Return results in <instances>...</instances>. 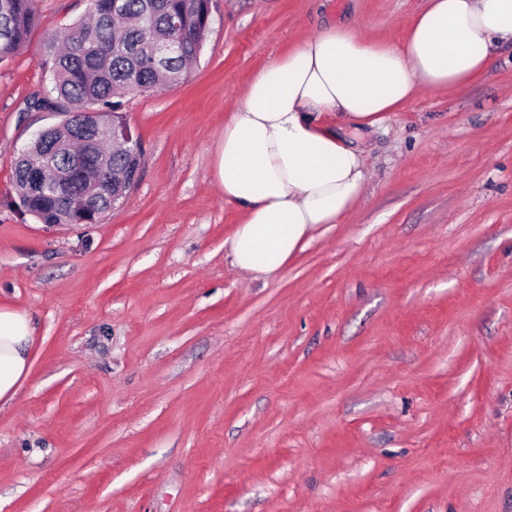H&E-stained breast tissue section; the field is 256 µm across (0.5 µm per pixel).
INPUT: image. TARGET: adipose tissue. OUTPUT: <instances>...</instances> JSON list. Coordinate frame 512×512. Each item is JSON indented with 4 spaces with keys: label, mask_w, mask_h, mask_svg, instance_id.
Wrapping results in <instances>:
<instances>
[{
    "label": "adipose tissue",
    "mask_w": 512,
    "mask_h": 512,
    "mask_svg": "<svg viewBox=\"0 0 512 512\" xmlns=\"http://www.w3.org/2000/svg\"><path fill=\"white\" fill-rule=\"evenodd\" d=\"M508 45L512 0H428L401 45L331 28L266 63L225 121L220 146L217 176L242 213L232 266L255 277L275 271L360 201V152L327 131L322 114L378 124L422 92L465 86ZM31 343L27 315L0 308V403L29 375Z\"/></svg>",
    "instance_id": "adipose-tissue-1"
}]
</instances>
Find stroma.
<instances>
[{
    "mask_svg": "<svg viewBox=\"0 0 512 512\" xmlns=\"http://www.w3.org/2000/svg\"><path fill=\"white\" fill-rule=\"evenodd\" d=\"M428 0H214L188 76L129 94L139 181L98 224L15 205L44 41L0 63V307L32 368L0 406V512H512V48L373 127L355 209L276 271L235 270L224 122L332 27L400 45Z\"/></svg>",
    "mask_w": 512,
    "mask_h": 512,
    "instance_id": "stroma-1",
    "label": "stroma"
}]
</instances>
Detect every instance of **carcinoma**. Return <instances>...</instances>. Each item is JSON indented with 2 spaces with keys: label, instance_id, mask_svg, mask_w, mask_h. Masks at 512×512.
<instances>
[{
  "label": "carcinoma",
  "instance_id": "cac0c4a2",
  "mask_svg": "<svg viewBox=\"0 0 512 512\" xmlns=\"http://www.w3.org/2000/svg\"><path fill=\"white\" fill-rule=\"evenodd\" d=\"M112 2L89 0L88 17L44 43L33 108L62 120L19 150L12 173L19 207L41 224H99L116 206L112 173L133 167L131 154L112 151L119 98L182 80L211 24V0H120V20ZM39 22L32 0H0V62L20 54ZM161 37L183 54L155 62L148 46Z\"/></svg>",
  "mask_w": 512,
  "mask_h": 512
}]
</instances>
